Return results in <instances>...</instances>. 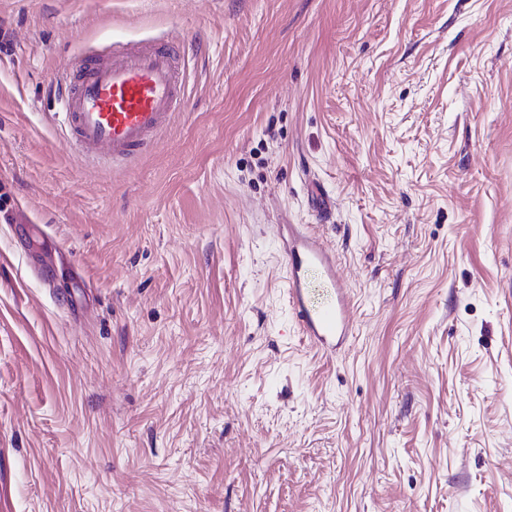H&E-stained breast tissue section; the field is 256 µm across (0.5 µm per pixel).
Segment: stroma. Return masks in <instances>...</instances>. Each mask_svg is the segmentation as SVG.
<instances>
[{"mask_svg": "<svg viewBox=\"0 0 512 512\" xmlns=\"http://www.w3.org/2000/svg\"><path fill=\"white\" fill-rule=\"evenodd\" d=\"M187 48L129 166L55 114L85 52ZM336 251L318 354L277 227ZM9 512H512V0H0ZM282 253L286 294L291 313L301 335L326 356L336 354L351 334L353 299L341 277L336 255L324 241L302 224H283ZM320 271L323 281L332 289V297L323 306L309 301L308 270Z\"/></svg>", "mask_w": 512, "mask_h": 512, "instance_id": "obj_1", "label": "stroma"}]
</instances>
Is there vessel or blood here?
<instances>
[{
  "label": "vessel or blood",
  "mask_w": 512,
  "mask_h": 512,
  "mask_svg": "<svg viewBox=\"0 0 512 512\" xmlns=\"http://www.w3.org/2000/svg\"><path fill=\"white\" fill-rule=\"evenodd\" d=\"M186 55L164 40L114 43L74 59L60 97L69 142L88 161L131 163L151 148L185 104ZM286 294L299 330L319 352L331 356L351 334L353 299L336 256L302 225L282 236ZM320 271L332 290L322 306L309 301V269Z\"/></svg>",
  "instance_id": "obj_1"
}]
</instances>
